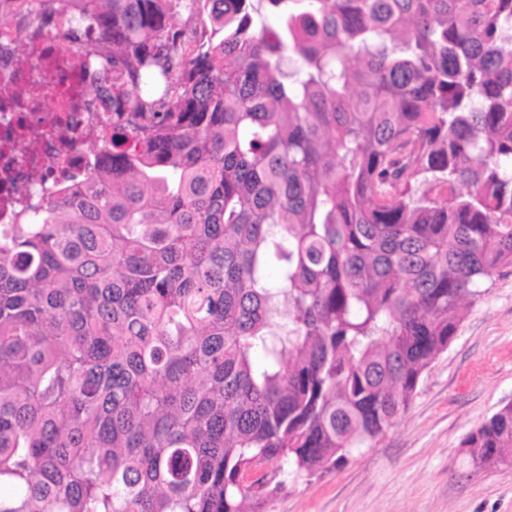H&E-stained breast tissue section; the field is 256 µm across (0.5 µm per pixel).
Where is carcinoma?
<instances>
[{
	"mask_svg": "<svg viewBox=\"0 0 512 512\" xmlns=\"http://www.w3.org/2000/svg\"><path fill=\"white\" fill-rule=\"evenodd\" d=\"M93 2L112 173L0 230V512H264L512 267V0Z\"/></svg>",
	"mask_w": 512,
	"mask_h": 512,
	"instance_id": "cac0c4a2",
	"label": "carcinoma"
}]
</instances>
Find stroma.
<instances>
[{"mask_svg":"<svg viewBox=\"0 0 512 512\" xmlns=\"http://www.w3.org/2000/svg\"><path fill=\"white\" fill-rule=\"evenodd\" d=\"M512 402V268L468 307L408 410L372 448L311 477L281 470L265 512H512V465L475 466L463 438Z\"/></svg>","mask_w":512,"mask_h":512,"instance_id":"obj_1","label":"stroma"}]
</instances>
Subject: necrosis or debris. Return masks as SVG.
I'll list each match as a JSON object with an SVG mask.
<instances>
[{
	"label": "necrosis or debris",
	"instance_id": "4bbe7bcc",
	"mask_svg": "<svg viewBox=\"0 0 512 512\" xmlns=\"http://www.w3.org/2000/svg\"><path fill=\"white\" fill-rule=\"evenodd\" d=\"M24 31L22 52L0 37V225L24 223L58 184L111 162L97 137L112 115L85 94L95 63L62 53L56 29L37 22Z\"/></svg>",
	"mask_w": 512,
	"mask_h": 512
}]
</instances>
